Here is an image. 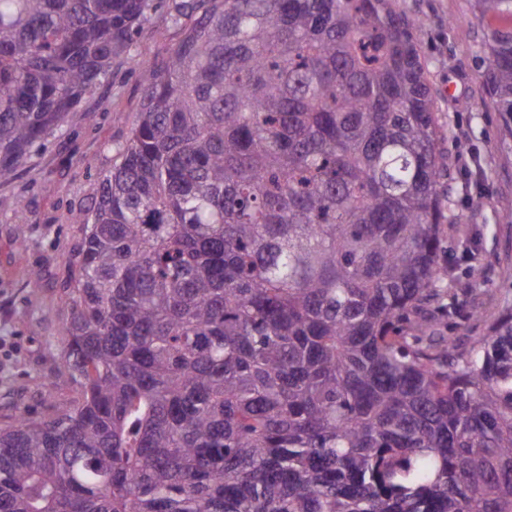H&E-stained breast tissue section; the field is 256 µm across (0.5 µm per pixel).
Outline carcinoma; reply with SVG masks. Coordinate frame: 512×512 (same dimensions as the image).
<instances>
[{"instance_id": "cac0c4a2", "label": "carcinoma", "mask_w": 512, "mask_h": 512, "mask_svg": "<svg viewBox=\"0 0 512 512\" xmlns=\"http://www.w3.org/2000/svg\"><path fill=\"white\" fill-rule=\"evenodd\" d=\"M163 0H0V181ZM482 19L512 0H474ZM80 211L73 404L0 427V512H512V307L426 335L450 168L393 0H181ZM512 126V29L481 45ZM440 333L441 336H454L457 342L462 346L469 345L472 336H475L474 329H471L472 322H467L461 319H440Z\"/></svg>"}]
</instances>
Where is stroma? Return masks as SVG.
<instances>
[{
	"label": "stroma",
	"instance_id": "1",
	"mask_svg": "<svg viewBox=\"0 0 512 512\" xmlns=\"http://www.w3.org/2000/svg\"><path fill=\"white\" fill-rule=\"evenodd\" d=\"M167 3L140 29L131 57L114 61L65 125L13 179L0 182V426L65 409L77 395L70 386H42L61 357L65 291L83 237L75 217L95 195L98 176L115 164L139 110L137 60L162 56L182 36L169 17L176 0ZM395 8L423 23L418 48L451 168V208L462 217L441 227L440 265L464 285L471 266L483 272L476 289L459 298L463 318L440 324L441 335L466 346L473 336L468 315L487 323L512 304V134L484 91L487 25L474 19L472 0H395Z\"/></svg>",
	"mask_w": 512,
	"mask_h": 512
}]
</instances>
